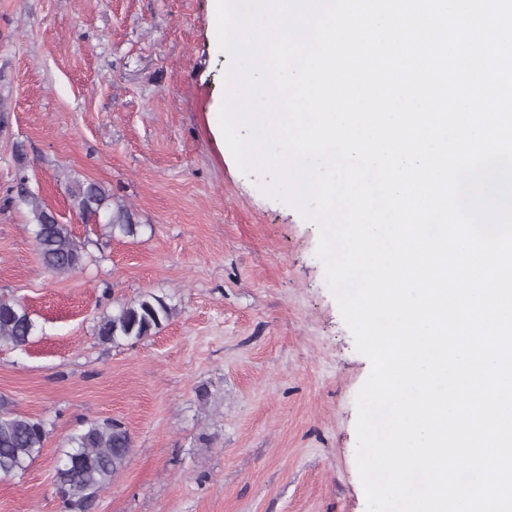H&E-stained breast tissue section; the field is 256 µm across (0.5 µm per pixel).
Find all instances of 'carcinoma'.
<instances>
[{
    "label": "carcinoma",
    "mask_w": 512,
    "mask_h": 512,
    "mask_svg": "<svg viewBox=\"0 0 512 512\" xmlns=\"http://www.w3.org/2000/svg\"><path fill=\"white\" fill-rule=\"evenodd\" d=\"M16 196L28 208L34 226V239L42 264L56 274H69L81 268L87 259L85 246L78 243L69 225L59 222L43 200L27 187L25 157L19 154ZM73 208L80 214L93 215L110 198L96 182L76 180L67 187ZM112 234L123 237L137 235L138 225L132 214L119 207L108 219ZM171 307L161 298L146 296L122 305L103 317L97 334L107 343L140 341L152 335L169 318ZM35 323L18 301L0 298V344L21 347L29 342ZM50 434L47 423L11 408L0 399V476H11L25 470L41 454ZM56 468L55 489L64 512H89L101 491L128 462L132 438L128 429L115 420L90 421L69 439Z\"/></svg>",
    "instance_id": "carcinoma-1"
}]
</instances>
